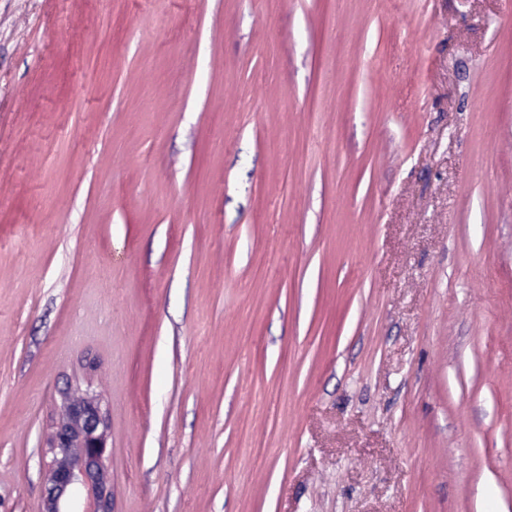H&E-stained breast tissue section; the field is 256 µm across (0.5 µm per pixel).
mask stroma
<instances>
[{
	"instance_id": "obj_1",
	"label": "stroma",
	"mask_w": 512,
	"mask_h": 512,
	"mask_svg": "<svg viewBox=\"0 0 512 512\" xmlns=\"http://www.w3.org/2000/svg\"><path fill=\"white\" fill-rule=\"evenodd\" d=\"M88 387L112 512H512V0H0V512Z\"/></svg>"
}]
</instances>
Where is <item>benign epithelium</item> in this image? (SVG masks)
I'll use <instances>...</instances> for the list:
<instances>
[{
	"instance_id": "obj_1",
	"label": "benign epithelium",
	"mask_w": 512,
	"mask_h": 512,
	"mask_svg": "<svg viewBox=\"0 0 512 512\" xmlns=\"http://www.w3.org/2000/svg\"><path fill=\"white\" fill-rule=\"evenodd\" d=\"M48 448L43 512H74L81 495L92 504L89 512H112L111 477L105 465L110 452L108 417L96 393L76 400L61 395Z\"/></svg>"
}]
</instances>
